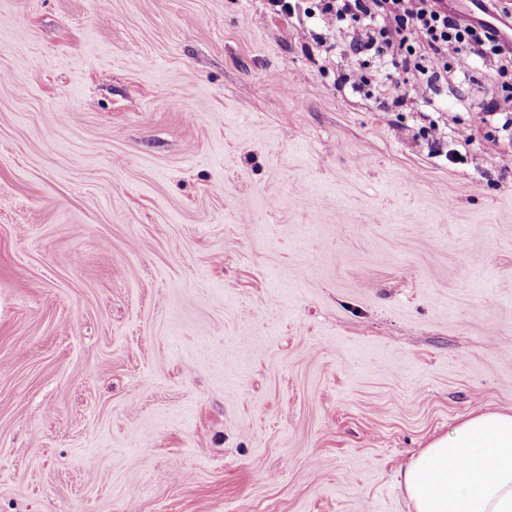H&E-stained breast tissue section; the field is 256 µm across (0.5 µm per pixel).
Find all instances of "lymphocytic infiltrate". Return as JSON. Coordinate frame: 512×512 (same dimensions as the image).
Listing matches in <instances>:
<instances>
[{
  "label": "lymphocytic infiltrate",
  "mask_w": 512,
  "mask_h": 512,
  "mask_svg": "<svg viewBox=\"0 0 512 512\" xmlns=\"http://www.w3.org/2000/svg\"><path fill=\"white\" fill-rule=\"evenodd\" d=\"M305 14L329 29L352 28L354 59H374L386 70L375 89L391 112L401 107L402 98L391 90L388 73L407 68L417 47L425 49L432 81L466 78L489 53L500 57L503 68H512V49L491 29L449 17L433 0H317Z\"/></svg>",
  "instance_id": "obj_1"
}]
</instances>
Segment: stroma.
<instances>
[{"mask_svg":"<svg viewBox=\"0 0 512 512\" xmlns=\"http://www.w3.org/2000/svg\"><path fill=\"white\" fill-rule=\"evenodd\" d=\"M320 33L0 0V512H411V457L512 413V131L479 120L512 75L387 112Z\"/></svg>","mask_w":512,"mask_h":512,"instance_id":"35a3bbf8","label":"stroma"}]
</instances>
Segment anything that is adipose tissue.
<instances>
[{"label":"adipose tissue","instance_id":"1","mask_svg":"<svg viewBox=\"0 0 512 512\" xmlns=\"http://www.w3.org/2000/svg\"><path fill=\"white\" fill-rule=\"evenodd\" d=\"M402 485L413 512H512V414L482 413L433 440Z\"/></svg>","mask_w":512,"mask_h":512}]
</instances>
